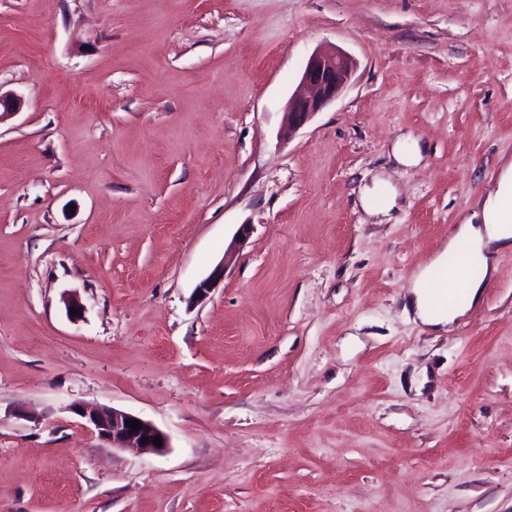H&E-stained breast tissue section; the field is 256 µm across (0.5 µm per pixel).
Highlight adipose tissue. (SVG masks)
<instances>
[{"label":"adipose tissue","instance_id":"ef3b65f1","mask_svg":"<svg viewBox=\"0 0 512 512\" xmlns=\"http://www.w3.org/2000/svg\"><path fill=\"white\" fill-rule=\"evenodd\" d=\"M461 247L466 248L468 260L482 270L481 278L465 276L459 280L468 304H472L479 300L486 280L495 272L494 254L512 248V163L502 170L496 190L484 200L480 222L468 220L458 225L445 251L438 253L413 278L409 305L416 319L430 330H444L467 312L466 306L444 310L433 308L431 304V288L437 282L438 272L447 267L449 252Z\"/></svg>","mask_w":512,"mask_h":512}]
</instances>
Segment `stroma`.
I'll use <instances>...</instances> for the list:
<instances>
[{"mask_svg":"<svg viewBox=\"0 0 512 512\" xmlns=\"http://www.w3.org/2000/svg\"><path fill=\"white\" fill-rule=\"evenodd\" d=\"M0 93V512H512V250L405 309L512 163V0H0ZM351 72L352 61L342 53L328 51L313 54L303 70L300 90L288 101L283 118L284 133L289 136L333 102L343 90ZM70 410L80 417L85 426L94 432L101 440L110 443L115 448H142L148 452L160 454L169 448L168 436L152 424L137 415L85 403H73ZM138 420L141 428L135 432L126 425V421ZM161 436L162 446L154 444V438ZM148 438L147 442H142Z\"/></svg>","mask_w":512,"mask_h":512,"instance_id":"obj_1","label":"stroma"}]
</instances>
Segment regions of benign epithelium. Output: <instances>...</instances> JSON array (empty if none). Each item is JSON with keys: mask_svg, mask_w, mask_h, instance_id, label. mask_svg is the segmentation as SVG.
Returning <instances> with one entry per match:
<instances>
[{"mask_svg": "<svg viewBox=\"0 0 512 512\" xmlns=\"http://www.w3.org/2000/svg\"><path fill=\"white\" fill-rule=\"evenodd\" d=\"M352 72V61L346 55L328 51L313 54L303 70L300 90L288 101L284 112L283 131L290 135L304 126L311 117L333 102L343 90ZM224 268H219L202 280L195 288L194 300L202 302L221 276ZM70 410L80 417L85 426L101 440L114 448H142L148 452L160 454L169 447L168 436L138 416L85 403H73ZM140 420L141 428L134 431L126 422ZM161 437L162 446L154 444V438Z\"/></svg>", "mask_w": 512, "mask_h": 512, "instance_id": "benign-epithelium-1", "label": "benign epithelium"}]
</instances>
